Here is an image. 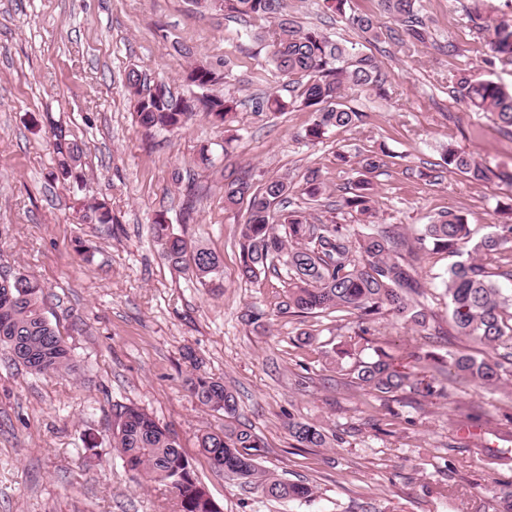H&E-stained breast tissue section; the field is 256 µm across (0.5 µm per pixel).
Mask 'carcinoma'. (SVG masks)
Here are the masks:
<instances>
[{
    "instance_id": "obj_1",
    "label": "carcinoma",
    "mask_w": 512,
    "mask_h": 512,
    "mask_svg": "<svg viewBox=\"0 0 512 512\" xmlns=\"http://www.w3.org/2000/svg\"><path fill=\"white\" fill-rule=\"evenodd\" d=\"M199 8L220 10L233 17H247L254 23V36L268 41L269 59L276 76L298 90L286 101L269 93L255 102L257 112H282L297 105L313 113L306 136L320 139L332 127H356L363 112L343 102L344 91L356 87L387 95L386 80L377 59L356 47L333 41L315 28L303 29L284 13L283 0H191ZM383 10L398 21L405 34L424 43L429 32L421 17V0H380ZM472 19L490 35L493 51L512 61V22L481 15L474 8ZM347 21L368 40L381 36L371 15H354ZM187 79L202 91L205 115L226 127L232 122L236 102L210 93L218 80L209 65L197 63ZM128 87L136 97L135 114L145 129L174 131L183 128L193 114L189 101L171 93L152 94L142 75L131 70ZM457 97L475 112L494 114L504 128H512V91L492 79H477L466 73L455 78ZM56 176H73L82 148L75 142L58 147ZM386 151L367 155L359 161L360 178L348 188L342 206L356 213L362 225L374 218V200L369 175L384 165ZM443 159L448 169L474 181L494 176L512 187V171L496 172L472 154L451 145ZM293 185L286 179H270L261 185L246 178L224 183L228 207L248 201V216L239 239L240 272L257 282L261 277L284 274L289 288L284 309L309 314L344 308L361 321L357 335L371 334V325L384 314L407 323L417 335L428 339L439 334L432 311L422 299L425 282L413 265L399 253V236L390 227L357 231L351 224H315L306 211L290 208ZM303 194L314 199L321 194L318 170L303 176ZM151 232L163 247L164 259L176 267L191 270L202 285L220 279L222 264L210 249L188 241L177 233L162 213L156 215ZM468 216L455 211L438 215L424 225L415 240V251L430 248L460 256L469 255L448 267L442 284L448 296V316L458 336L489 348L493 356L477 358L469 353L448 354V372L462 383L479 388L497 387L512 377V224H500L480 242L471 244ZM478 253L476 260L472 254ZM0 346L15 349L14 363L35 374L69 372L73 358L57 326L46 316L44 289L23 273L0 276ZM355 383L381 394L409 391L432 396L444 388L422 384L413 374L398 368L394 358L382 351L354 362L350 370ZM185 385L201 406L224 415V425L198 436L200 453L211 466V453L223 454L224 476L242 479L264 496L282 501H310L315 488L291 482L261 468L263 439L242 425L237 416L234 392L219 378L205 373L189 376ZM116 448L133 477L153 482L174 493L176 512H222L220 505L198 482L177 434L160 424L146 410L122 406L115 411ZM292 438L305 448H323L322 429L291 422Z\"/></svg>"
}]
</instances>
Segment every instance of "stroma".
Instances as JSON below:
<instances>
[{"label": "stroma", "instance_id": "stroma-1", "mask_svg": "<svg viewBox=\"0 0 512 512\" xmlns=\"http://www.w3.org/2000/svg\"><path fill=\"white\" fill-rule=\"evenodd\" d=\"M422 5L430 31L423 44L402 36L378 0L346 4L348 13L377 15V42L322 0H285L301 27L360 44L387 76L388 96L347 90V105L366 114L363 124L313 142L311 112L253 111L252 98L282 81L263 42L223 12L196 9L191 0H0V268L43 285L47 315L75 363L74 371L36 376L0 348V512H171L156 485L132 480L115 447L114 412L124 405L174 429L224 512H488L489 502L512 490V382L491 390L461 385L429 398L356 386L329 353L357 333V316H296L282 308L287 279L242 280L238 239L247 207L224 206L229 176L297 184L316 168L324 182L318 201L296 191L290 202L312 222L352 223L341 206L345 189L357 180L360 159L383 147L385 164L372 176L375 222L396 226L406 246L448 210L467 214L477 240L506 222L500 208L512 202V189L449 172L441 148L452 143L512 170V136L453 92L461 72L512 88V64L499 61L470 18L477 7L512 19V0ZM178 43L190 54L175 52ZM200 61L224 75L213 93L237 103L236 141L225 143L223 126L201 114L177 131L140 127L127 73L193 98L199 91L185 75ZM59 133L83 149L66 181L50 175ZM203 147L214 159L208 168L197 163ZM100 204L111 223L90 221ZM160 211L179 234L220 255L222 290L162 257L150 232ZM408 260L428 281L441 334L422 339L388 315L373 346L405 366L415 352H476L448 322L436 280L447 253ZM197 368L234 389L241 422L265 442L262 468L315 485L314 500L269 499L199 455L198 435L224 418L187 392ZM292 421L321 426L326 447H297Z\"/></svg>", "mask_w": 512, "mask_h": 512}]
</instances>
